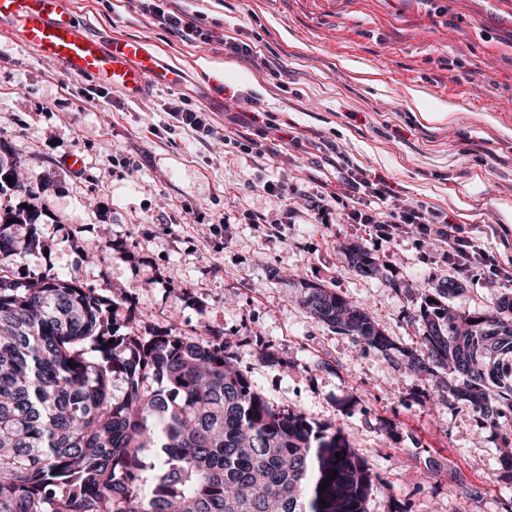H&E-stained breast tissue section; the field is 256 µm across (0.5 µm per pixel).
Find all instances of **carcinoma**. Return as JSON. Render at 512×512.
<instances>
[{
  "label": "carcinoma",
  "mask_w": 512,
  "mask_h": 512,
  "mask_svg": "<svg viewBox=\"0 0 512 512\" xmlns=\"http://www.w3.org/2000/svg\"><path fill=\"white\" fill-rule=\"evenodd\" d=\"M17 168L0 151V193L24 189ZM37 218L0 214V512H367L387 493L351 443L260 394L233 341L120 334L113 303L75 281L13 279L14 257L43 246ZM348 255L379 273L364 247ZM454 291L445 281L420 307L421 355L325 285L303 283L301 305L357 345L398 353L413 374H459L454 399L500 431L512 461V298L462 315L448 305Z\"/></svg>",
  "instance_id": "obj_1"
}]
</instances>
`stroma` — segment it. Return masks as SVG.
<instances>
[{
	"label": "stroma",
	"instance_id": "35a3bbf8",
	"mask_svg": "<svg viewBox=\"0 0 512 512\" xmlns=\"http://www.w3.org/2000/svg\"><path fill=\"white\" fill-rule=\"evenodd\" d=\"M74 7L93 34L161 49L183 80L132 101L67 76L0 24V141L25 183L0 209L38 210L46 244L16 258L13 277L75 279L112 299L125 332L234 339L259 393L346 436L389 484L367 512H502L512 465L497 432L467 405H433L430 379L360 350L299 299L301 282L326 285L417 349L419 308L442 281L456 283L448 303L462 314L512 297V281L457 274L446 245L411 225L357 224L338 208L316 224L308 211L336 178L321 159L340 152L387 184L384 211H435L512 270V0H181L209 35L193 45L153 25L141 0ZM230 37L271 69L231 55ZM415 90L430 108L455 106L452 121L422 120ZM182 99L214 136L174 126L162 106ZM236 112L278 154L228 142ZM92 244L104 255L90 258ZM353 244L380 275L351 267Z\"/></svg>",
	"mask_w": 512,
	"mask_h": 512
}]
</instances>
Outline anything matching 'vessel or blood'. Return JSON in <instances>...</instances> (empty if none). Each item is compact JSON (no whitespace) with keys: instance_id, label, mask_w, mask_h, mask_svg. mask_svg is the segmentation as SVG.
Returning <instances> with one entry per match:
<instances>
[{"instance_id":"vessel-or-blood-1","label":"vessel or blood","mask_w":512,"mask_h":512,"mask_svg":"<svg viewBox=\"0 0 512 512\" xmlns=\"http://www.w3.org/2000/svg\"><path fill=\"white\" fill-rule=\"evenodd\" d=\"M0 21L9 22L21 41L67 75L93 79L133 100L151 87L177 84L180 78L155 46L91 34L71 0H0Z\"/></svg>"}]
</instances>
